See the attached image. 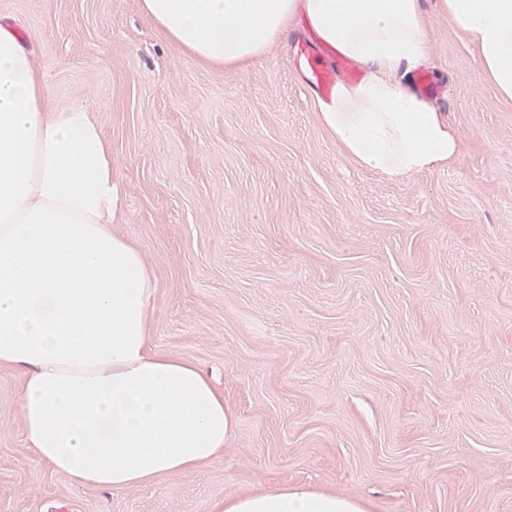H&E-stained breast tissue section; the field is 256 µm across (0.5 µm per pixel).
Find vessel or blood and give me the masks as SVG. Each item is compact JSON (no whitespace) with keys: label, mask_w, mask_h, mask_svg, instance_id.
<instances>
[{"label":"vessel or blood","mask_w":512,"mask_h":512,"mask_svg":"<svg viewBox=\"0 0 512 512\" xmlns=\"http://www.w3.org/2000/svg\"><path fill=\"white\" fill-rule=\"evenodd\" d=\"M295 59L306 73L308 84L326 100L336 93L338 81H358L361 71L358 65L343 55L336 47L308 31L293 40Z\"/></svg>","instance_id":"b4317fda"}]
</instances>
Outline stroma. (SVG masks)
<instances>
[{
	"label": "stroma",
	"mask_w": 512,
	"mask_h": 512,
	"mask_svg": "<svg viewBox=\"0 0 512 512\" xmlns=\"http://www.w3.org/2000/svg\"><path fill=\"white\" fill-rule=\"evenodd\" d=\"M458 159L402 179L323 125L279 40L217 69L140 0H0L46 82L88 108L124 188L114 229L158 281L150 339L212 374L215 462L123 491L29 448L0 366V512H212L307 485L371 512H512V103L441 0H420Z\"/></svg>",
	"instance_id": "35a3bbf8"
}]
</instances>
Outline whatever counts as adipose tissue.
I'll return each instance as SVG.
<instances>
[{
	"label": "adipose tissue",
	"mask_w": 512,
	"mask_h": 512,
	"mask_svg": "<svg viewBox=\"0 0 512 512\" xmlns=\"http://www.w3.org/2000/svg\"><path fill=\"white\" fill-rule=\"evenodd\" d=\"M512 102V0H442ZM160 33L221 68L260 56L297 13L370 74L340 85L322 121L360 165L390 178L459 156L447 119L395 80L432 47L418 0H141ZM124 196L101 126L49 110L45 82L0 27V365L20 375L26 439L52 469L111 491L207 465L234 420L200 367L153 348L158 282L112 230ZM213 512H368L362 501L281 487Z\"/></svg>",
	"instance_id": "adipose-tissue-1"
}]
</instances>
